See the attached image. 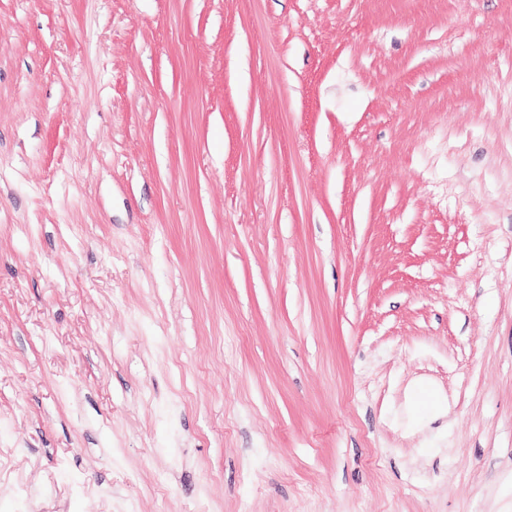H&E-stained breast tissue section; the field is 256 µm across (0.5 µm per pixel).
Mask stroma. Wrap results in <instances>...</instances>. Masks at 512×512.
Returning a JSON list of instances; mask_svg holds the SVG:
<instances>
[{
    "instance_id": "stroma-1",
    "label": "stroma",
    "mask_w": 512,
    "mask_h": 512,
    "mask_svg": "<svg viewBox=\"0 0 512 512\" xmlns=\"http://www.w3.org/2000/svg\"><path fill=\"white\" fill-rule=\"evenodd\" d=\"M0 512H512V0H0Z\"/></svg>"
}]
</instances>
